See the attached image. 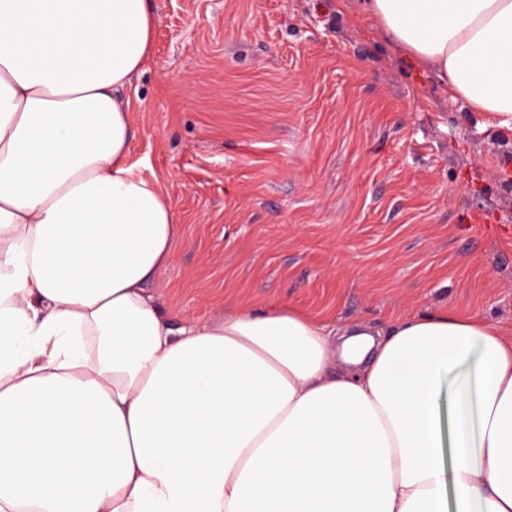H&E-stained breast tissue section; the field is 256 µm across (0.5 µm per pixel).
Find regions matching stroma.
<instances>
[{"label":"stroma","mask_w":512,"mask_h":512,"mask_svg":"<svg viewBox=\"0 0 512 512\" xmlns=\"http://www.w3.org/2000/svg\"><path fill=\"white\" fill-rule=\"evenodd\" d=\"M130 162L185 233L165 311L512 327V138L336 0H151Z\"/></svg>","instance_id":"1"}]
</instances>
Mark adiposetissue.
<instances>
[{"label":"adipose tissue","instance_id":"1","mask_svg":"<svg viewBox=\"0 0 512 512\" xmlns=\"http://www.w3.org/2000/svg\"><path fill=\"white\" fill-rule=\"evenodd\" d=\"M512 136V0H360ZM149 0H0V512H512V330L165 315L129 161Z\"/></svg>","mask_w":512,"mask_h":512}]
</instances>
